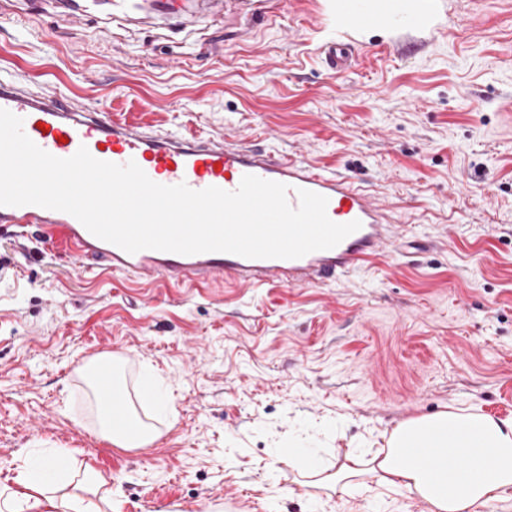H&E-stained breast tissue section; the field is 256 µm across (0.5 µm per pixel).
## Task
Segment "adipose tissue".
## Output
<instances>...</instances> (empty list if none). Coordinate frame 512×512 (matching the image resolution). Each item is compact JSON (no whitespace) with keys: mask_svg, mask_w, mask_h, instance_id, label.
<instances>
[{"mask_svg":"<svg viewBox=\"0 0 512 512\" xmlns=\"http://www.w3.org/2000/svg\"><path fill=\"white\" fill-rule=\"evenodd\" d=\"M135 433L109 426L106 415L98 425L118 448L152 445L159 432L137 418L131 399H124ZM467 461L472 470H448V455ZM69 467L53 460L35 471H25L16 488L0 489V512H112V500L103 477L83 476V490L57 494ZM376 474L383 488L418 496L428 512H477L478 508L512 494V419L497 420L469 409L451 408L400 423L387 445L375 452L350 449L336 475L345 480Z\"/></svg>","mask_w":512,"mask_h":512,"instance_id":"1","label":"adipose tissue"}]
</instances>
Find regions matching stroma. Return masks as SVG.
Masks as SVG:
<instances>
[{"mask_svg": "<svg viewBox=\"0 0 512 512\" xmlns=\"http://www.w3.org/2000/svg\"><path fill=\"white\" fill-rule=\"evenodd\" d=\"M425 2L429 26L340 32L336 0H281L270 21L239 0L166 13L76 0L71 23L57 0H0V74L351 177L411 246L338 285L165 288L0 238V487L62 451L108 479L112 512H427L373 478L309 486L274 455L315 448L332 474L448 405L512 418V0ZM338 35L355 57L340 76L319 53ZM106 353L161 432L151 446L94 429L83 366ZM146 377L168 411L139 397Z\"/></svg>", "mask_w": 512, "mask_h": 512, "instance_id": "35a3bbf8", "label": "stroma"}]
</instances>
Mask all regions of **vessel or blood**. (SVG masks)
<instances>
[{"mask_svg":"<svg viewBox=\"0 0 512 512\" xmlns=\"http://www.w3.org/2000/svg\"><path fill=\"white\" fill-rule=\"evenodd\" d=\"M336 17L359 28L390 24L387 8L365 6L360 0H336ZM320 50L332 71L350 69L349 44L328 41ZM0 108L22 118L26 135L58 158L71 157L84 147L100 161L119 165L136 162L155 183L183 182L194 190L215 186L233 191L244 175L251 174L287 185L291 206H298V192L304 189L327 197V215L333 222L361 223L359 230L336 247L296 259L246 258L224 252L182 255L151 249L130 254L94 236L69 213L36 205L0 206V232L22 237L31 227H38L46 245L71 250L85 269L157 276L173 285L228 276L249 287H304L345 277L395 242L393 219L371 193L346 176L323 171L302 159L276 157L225 136L200 139L136 127L72 106L59 95L28 90L15 79L0 78ZM93 377L100 407L113 424L124 425L125 412L113 388L110 366L95 365Z\"/></svg>","mask_w":512,"mask_h":512,"instance_id":"b4317fda","label":"vessel or blood"}]
</instances>
